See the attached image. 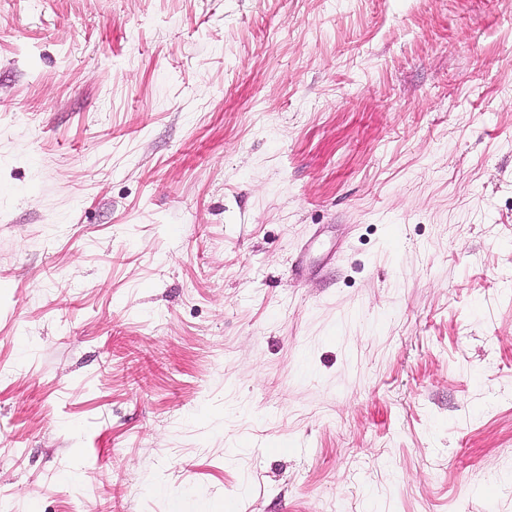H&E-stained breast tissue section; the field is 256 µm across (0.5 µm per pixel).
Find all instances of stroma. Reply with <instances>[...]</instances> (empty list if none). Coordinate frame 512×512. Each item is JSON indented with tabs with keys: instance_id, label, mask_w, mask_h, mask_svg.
<instances>
[{
	"instance_id": "1",
	"label": "stroma",
	"mask_w": 512,
	"mask_h": 512,
	"mask_svg": "<svg viewBox=\"0 0 512 512\" xmlns=\"http://www.w3.org/2000/svg\"><path fill=\"white\" fill-rule=\"evenodd\" d=\"M512 512V0H0V512Z\"/></svg>"
}]
</instances>
